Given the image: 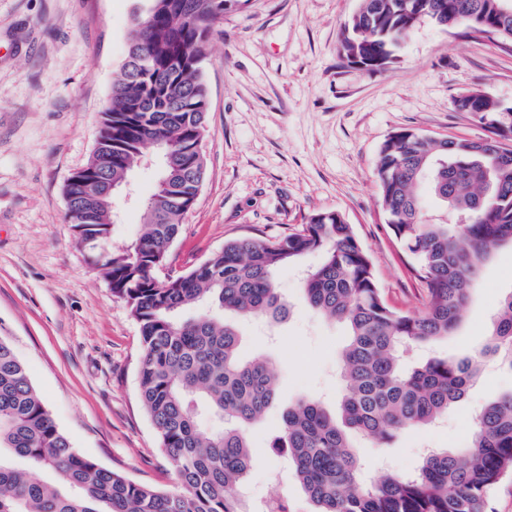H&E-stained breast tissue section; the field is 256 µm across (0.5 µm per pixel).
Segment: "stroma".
Returning <instances> with one entry per match:
<instances>
[{"mask_svg": "<svg viewBox=\"0 0 512 512\" xmlns=\"http://www.w3.org/2000/svg\"><path fill=\"white\" fill-rule=\"evenodd\" d=\"M358 5L250 0L217 25L203 62L207 174L163 275L188 272L227 241L284 236L315 213L336 211L370 255L387 303L419 307L423 285L378 204L379 148L403 128L486 137L454 100L471 89L512 108V44L426 20L390 63L368 71L338 52ZM147 7L148 0H0V336L81 454L135 482L173 489L174 468L139 397V325L78 245L64 193L95 149L129 31ZM158 177L156 165L134 168L129 195L116 206L114 245L136 237ZM300 279L299 268L277 270L286 318L242 329V357L265 358L278 382L276 400L251 431L244 512L284 493L295 512H313L272 449L273 432L299 399L339 407L348 329L306 303ZM511 291L507 245L483 262L458 329L411 351V365L479 352L500 297ZM511 389V371L487 366L440 422L407 430L386 448L361 437L354 444L369 466L414 470L427 450L466 446L481 406Z\"/></svg>", "mask_w": 512, "mask_h": 512, "instance_id": "stroma-1", "label": "stroma"}]
</instances>
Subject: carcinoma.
<instances>
[{"instance_id": "1", "label": "carcinoma", "mask_w": 512, "mask_h": 512, "mask_svg": "<svg viewBox=\"0 0 512 512\" xmlns=\"http://www.w3.org/2000/svg\"><path fill=\"white\" fill-rule=\"evenodd\" d=\"M249 0H149L135 19L113 79L99 142L65 189L79 244L112 294L126 300L140 327L141 400L180 488L136 483L82 455L51 417L24 363L0 337V512H244L239 492L253 462L249 431L276 398L267 363L239 355L241 331L224 321L286 313L277 269L310 254L320 263L302 281L307 302L346 324L341 355V418L318 399L288 407L274 447L288 453L294 479L314 512H489L488 493L512 477V392L475 418L469 448L432 449L412 473L386 470L361 480L364 462L352 437L387 447L402 431L434 423L462 400L488 361L512 371V292L500 299L488 340L475 356L429 358L404 370L399 351L455 332L480 266L512 246V122L477 90L459 94L491 135L481 142L435 139L410 129L381 146L375 176L382 212L426 296L413 313L391 308L353 226L336 211L311 216L286 236L236 239L187 274L156 276L192 207L206 162L197 146L206 131L202 63L224 13ZM512 0H360L344 28L340 53L371 68L387 64L412 30L405 11L440 25L512 42ZM153 146L162 159L144 222L129 246H112L114 193ZM446 215L425 213L423 191ZM207 412L229 427L206 431Z\"/></svg>"}]
</instances>
